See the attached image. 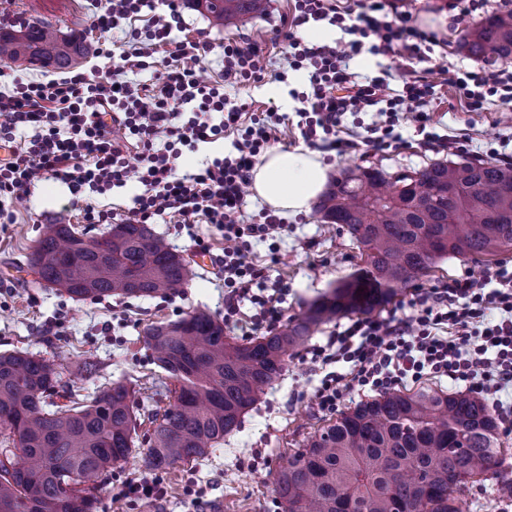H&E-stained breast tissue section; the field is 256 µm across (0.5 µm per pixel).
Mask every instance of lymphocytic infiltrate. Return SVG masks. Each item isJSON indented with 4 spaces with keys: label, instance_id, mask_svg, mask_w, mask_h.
I'll list each match as a JSON object with an SVG mask.
<instances>
[{
    "label": "lymphocytic infiltrate",
    "instance_id": "f902f5d3",
    "mask_svg": "<svg viewBox=\"0 0 512 512\" xmlns=\"http://www.w3.org/2000/svg\"><path fill=\"white\" fill-rule=\"evenodd\" d=\"M152 0H97L94 26L107 33L138 20ZM293 26L309 21L345 27L347 46L308 44L289 36L292 65L309 66L312 95L299 128L304 140L324 151L345 153L357 148L355 138L340 135L348 112L373 115L368 141L377 147L399 143L395 131L402 121L415 122L423 146L455 150L457 142L427 132L438 99L426 72L416 71L400 93L383 98L386 76L363 82L351 72L350 55L398 53L420 58L437 42L435 33L410 25L408 17L391 15L386 0H364L353 25L346 11L330 0H298ZM181 13L176 0L153 12L141 44H129L120 57L132 73L150 69V60L164 54L167 70L161 83H129L114 79L107 48L98 49V63L70 75L27 82L14 81L0 90V224L17 221L16 203L45 179L66 185L71 206L87 224H145L165 216L181 223L199 221L224 232V315H241L252 304V326L280 318L278 294H257L264 268L248 262L246 238L266 240L282 220L264 210L254 223L242 214L241 187L247 183L259 154L276 138L274 110L265 116L229 105L228 85L259 81L265 58L258 43L248 39L224 44V70L211 83L200 82L195 67L206 49L197 38L173 34ZM469 111L484 110L490 98L512 103V70L460 71L450 79ZM123 139L112 136L113 126ZM30 130L17 142L19 130ZM235 136L234 154L214 158L194 173H179L184 149L214 142L225 133ZM136 178L144 187L124 211L81 204L86 192L106 193ZM407 313L356 319L329 336L314 360L327 367L313 395L315 405L335 411L346 392H383L423 377H446L465 383L471 392L491 399L503 420L512 419V403L502 391L512 387V268L500 264L484 280L468 275L422 288L407 303ZM346 363L348 373L332 372Z\"/></svg>",
    "mask_w": 512,
    "mask_h": 512
}]
</instances>
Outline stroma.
<instances>
[{
  "label": "stroma",
  "instance_id": "obj_1",
  "mask_svg": "<svg viewBox=\"0 0 512 512\" xmlns=\"http://www.w3.org/2000/svg\"><path fill=\"white\" fill-rule=\"evenodd\" d=\"M394 13L404 14L420 28L436 32L440 42L434 46L429 66L435 69V82L441 101L432 114L436 133L473 136L469 156L485 158L489 148L512 153V106H491L484 112L462 107L449 82L454 69L476 71L485 59L469 55L463 48L468 34L486 16L512 9V0H488L485 10L458 17L449 0H390ZM295 0H269L266 13L213 27L206 14L189 6L181 8L184 35L208 44L196 71L204 81H212L224 65V44L234 38H249L264 50L267 69L263 79L244 86L226 88L231 103L245 105L259 113L274 108L287 114L277 145L284 150L304 146L298 122L299 111L312 93L307 69L290 64L288 29L284 18L293 16ZM92 0H0V15L9 21L48 20L62 32L82 34L87 43L98 39L106 43L121 39V32L100 34L93 26ZM351 66L364 77L380 71L390 74L386 95L401 90L408 76L407 61L400 55L355 57ZM401 143L382 149L361 146L339 155L327 153L333 171L354 165L376 164L388 174L412 172L430 162L451 158V151L432 150L419 145L413 123L401 124ZM68 189L49 179L38 183L17 204L19 221L0 226V352L26 348L50 358L65 357L73 363L90 356L102 366V375L112 381L131 380L137 393L139 413L167 407L168 401L153 394L158 373L140 340L146 324L176 321L197 309L215 315L224 313V274L216 261L224 253V234L212 224H181L156 221L152 231L164 237L177 252L197 255L200 243H208L212 260L196 264V277L185 288L167 298L149 300L76 301L51 285L40 282L27 267L43 225L73 224L87 236L106 232L103 224L78 222L68 208ZM249 262L265 267L270 283L284 289L280 308L283 318L297 316L304 303L325 292L331 283L353 271L357 250L345 231L320 223L315 212L287 219L284 229L272 231L266 241L249 246ZM485 261L449 258L438 270L415 280L413 288H428L437 282L463 274L480 279L490 270ZM404 289L399 302L410 299ZM335 324L325 325L289 359L285 376L266 389L260 402L244 417L237 432L225 437L221 447L199 461L181 462L163 476V494L144 499L124 496L128 483L145 475L139 458L113 469L99 481L97 512H284L274 491V476L290 449L302 442L329 420L318 411L313 394L324 375L314 366V349L326 342Z\"/></svg>",
  "mask_w": 512,
  "mask_h": 512
}]
</instances>
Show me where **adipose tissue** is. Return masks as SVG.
I'll list each match as a JSON object with an SVG mask.
<instances>
[{"label":"adipose tissue","mask_w":512,"mask_h":512,"mask_svg":"<svg viewBox=\"0 0 512 512\" xmlns=\"http://www.w3.org/2000/svg\"><path fill=\"white\" fill-rule=\"evenodd\" d=\"M330 171V164L318 152L300 147L272 148L260 157L251 172V191L275 212L296 217L308 212Z\"/></svg>","instance_id":"ef3b65f1"}]
</instances>
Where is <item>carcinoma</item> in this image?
<instances>
[{
    "mask_svg": "<svg viewBox=\"0 0 512 512\" xmlns=\"http://www.w3.org/2000/svg\"><path fill=\"white\" fill-rule=\"evenodd\" d=\"M216 26L263 14L267 0H186ZM479 57L512 56V10L493 14L465 39ZM88 53L84 37L37 21L0 26V64L68 70ZM315 213L339 224L361 264L308 302L283 327L239 341L224 321L195 310L146 325L141 340L162 370L154 395L174 400L139 441L134 389L100 383L94 361L83 385L67 365L28 350L0 352V512H96L95 479L138 455L164 473L209 456L281 378L288 353L320 326L371 316L449 257L512 250V164L438 160L391 176L370 166L331 179ZM85 246L69 224H46L28 258L38 278L78 301L167 298L195 277L192 262L145 224H114ZM497 417L482 399L420 389L387 391L340 413L288 455L275 492L286 512H462L457 493L496 481L512 498Z\"/></svg>",
    "mask_w": 512,
    "mask_h": 512,
    "instance_id": "carcinoma-1",
    "label": "carcinoma"
}]
</instances>
